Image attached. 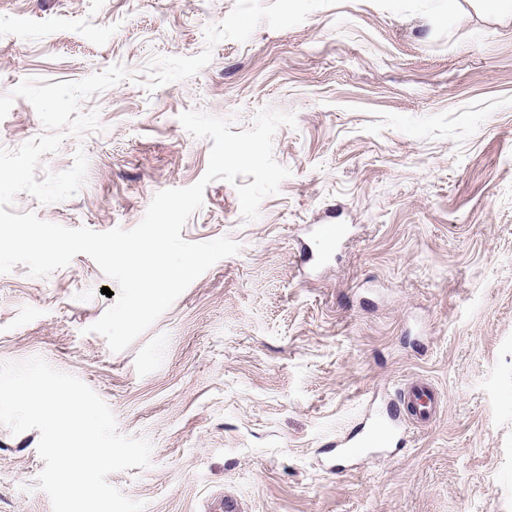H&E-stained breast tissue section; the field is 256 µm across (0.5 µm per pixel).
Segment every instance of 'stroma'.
I'll use <instances>...</instances> for the list:
<instances>
[{
	"label": "stroma",
	"instance_id": "obj_1",
	"mask_svg": "<svg viewBox=\"0 0 512 512\" xmlns=\"http://www.w3.org/2000/svg\"><path fill=\"white\" fill-rule=\"evenodd\" d=\"M235 0H0V95L154 56L190 57ZM294 113L275 161L290 175L244 220L218 180L181 232L241 246L199 276L129 348L90 332L116 283L87 255L45 278L0 274V362L34 356L90 386L151 464L108 477L144 512H512V13L485 0H341L284 30L224 40L196 75L130 80L81 104L101 131L66 136L35 175L72 167L73 197L27 193L17 213L68 228L130 229L153 196L204 175L210 140L178 116L250 128ZM44 131L19 98L0 148ZM344 234L334 256L317 228ZM440 392L403 448L325 469L371 403L411 380ZM38 430L0 426V512H52Z\"/></svg>",
	"mask_w": 512,
	"mask_h": 512
}]
</instances>
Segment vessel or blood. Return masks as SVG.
Listing matches in <instances>:
<instances>
[{
	"label": "vessel or blood",
	"mask_w": 512,
	"mask_h": 512,
	"mask_svg": "<svg viewBox=\"0 0 512 512\" xmlns=\"http://www.w3.org/2000/svg\"><path fill=\"white\" fill-rule=\"evenodd\" d=\"M438 405L433 386L423 380L414 381L404 394L402 405L388 403L370 408L361 431L344 441L336 451L337 458L352 455L358 448H388L403 444L402 409H411L414 420L425 422L435 413Z\"/></svg>",
	"instance_id": "b4317fda"
}]
</instances>
